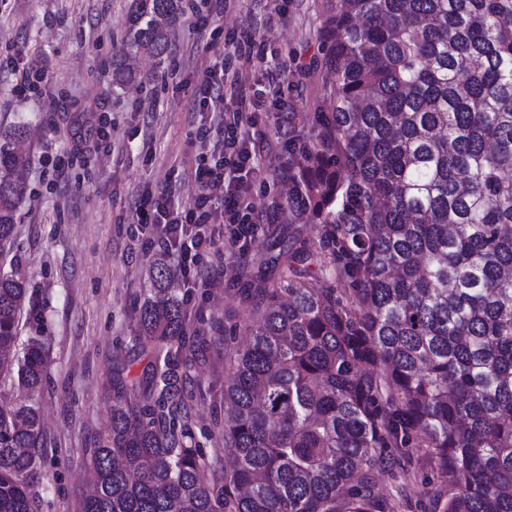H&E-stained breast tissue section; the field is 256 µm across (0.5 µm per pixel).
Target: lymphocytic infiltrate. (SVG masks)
I'll return each mask as SVG.
<instances>
[{"label": "lymphocytic infiltrate", "mask_w": 512, "mask_h": 512, "mask_svg": "<svg viewBox=\"0 0 512 512\" xmlns=\"http://www.w3.org/2000/svg\"><path fill=\"white\" fill-rule=\"evenodd\" d=\"M273 109L285 114L290 107L281 100L268 101L258 90L249 104L225 108L218 137L206 152L196 156L195 176L201 193L191 207L171 211L161 192L141 198L143 223L155 225L156 239L164 250L178 251L182 270L198 264L211 244L208 227L217 221L231 224L232 247L255 235L262 218L255 214L250 197V182L258 164L249 148V130L255 113Z\"/></svg>", "instance_id": "lymphocytic-infiltrate-1"}]
</instances>
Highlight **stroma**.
<instances>
[{"label": "stroma", "mask_w": 512, "mask_h": 512, "mask_svg": "<svg viewBox=\"0 0 512 512\" xmlns=\"http://www.w3.org/2000/svg\"><path fill=\"white\" fill-rule=\"evenodd\" d=\"M131 3L0 0V54L47 67L50 76L45 91L20 97L13 69L0 68V139L23 129L27 159V193L17 208L14 238L0 249V270L21 272L40 305V319L22 311L20 336L40 330L52 338L46 379L35 396L46 448L36 512H81L90 476L86 451L110 427L115 372L123 366L136 376L148 362L132 338L140 330L152 267L163 258L176 269L178 259L152 245L138 202L148 188L185 206L193 202L198 133H217L223 118L200 110L194 92L224 55L225 35L264 46L263 59L239 63L233 95L247 100L260 89L295 109L323 95L322 75L314 70L320 0H226L216 22L222 37L182 18L170 28L160 59L127 55ZM122 57L137 79L120 87L112 81V62ZM173 64L179 75L172 80L167 72ZM255 119L259 172L251 200L259 213L272 210L276 218L259 225L241 257L226 253L229 231L213 225L214 244L199 266L213 286L187 304L193 320L228 329L255 316L243 294L255 286L270 240L318 234L317 225L290 223L284 209L288 168L279 112ZM100 120L112 127L103 142L90 133ZM187 373L210 389L206 398L189 400L193 440L209 455L224 445L223 343L192 356ZM426 464L418 450L403 468L377 475L396 512H429L437 486L422 481Z\"/></svg>", "instance_id": "35a3bbf8"}]
</instances>
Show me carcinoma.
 Here are the masks:
<instances>
[{
    "mask_svg": "<svg viewBox=\"0 0 512 512\" xmlns=\"http://www.w3.org/2000/svg\"><path fill=\"white\" fill-rule=\"evenodd\" d=\"M329 75L288 113V211L318 238L274 241L261 312L229 346L224 482L190 444L181 390L186 302L153 267L136 342L116 376L105 440L88 449L82 512H391L375 472L425 449L434 512H512V0H322ZM182 0H136L126 45L156 57ZM0 146V247L26 194ZM0 273V375L40 391L49 336ZM43 450L36 404L0 405V512H33Z\"/></svg>",
    "mask_w": 512,
    "mask_h": 512,
    "instance_id": "cac0c4a2",
    "label": "carcinoma"
}]
</instances>
